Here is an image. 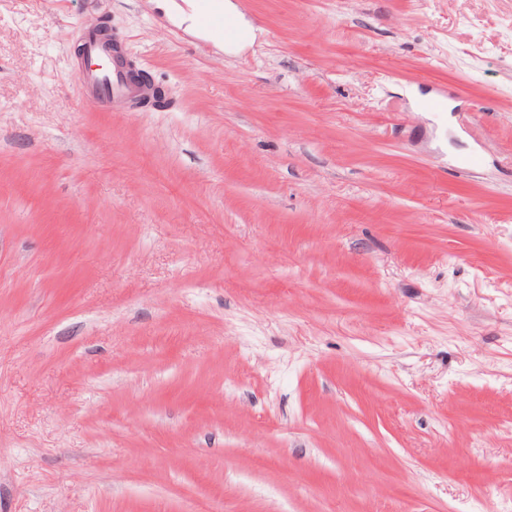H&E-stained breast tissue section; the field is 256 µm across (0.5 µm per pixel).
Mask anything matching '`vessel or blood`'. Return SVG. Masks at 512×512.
<instances>
[{
  "mask_svg": "<svg viewBox=\"0 0 512 512\" xmlns=\"http://www.w3.org/2000/svg\"><path fill=\"white\" fill-rule=\"evenodd\" d=\"M197 8L203 30L220 32L228 41L238 38L237 28L224 15L223 0H197ZM83 47L92 62L79 75L87 93L112 104L141 95L142 90L131 81L121 55L110 48L101 34L88 32Z\"/></svg>",
  "mask_w": 512,
  "mask_h": 512,
  "instance_id": "1",
  "label": "vessel or blood"
}]
</instances>
